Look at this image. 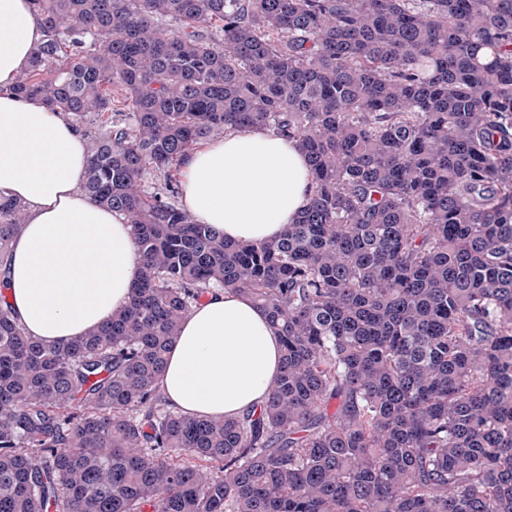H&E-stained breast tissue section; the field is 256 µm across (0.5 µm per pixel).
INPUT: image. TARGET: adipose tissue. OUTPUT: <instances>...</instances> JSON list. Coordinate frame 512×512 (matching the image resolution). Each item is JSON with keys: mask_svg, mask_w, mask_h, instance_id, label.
I'll return each mask as SVG.
<instances>
[{"mask_svg": "<svg viewBox=\"0 0 512 512\" xmlns=\"http://www.w3.org/2000/svg\"><path fill=\"white\" fill-rule=\"evenodd\" d=\"M45 37L32 0H0V194L25 222L0 260L5 295L27 335L58 344L109 323L143 267L125 216L83 190L86 140L62 113L12 87ZM182 202L232 242L279 237L309 205L311 169L295 142L259 127L226 131L186 152ZM282 361L267 313L216 288L185 317L158 384L170 407L206 418L263 404Z\"/></svg>", "mask_w": 512, "mask_h": 512, "instance_id": "obj_1", "label": "adipose tissue"}]
</instances>
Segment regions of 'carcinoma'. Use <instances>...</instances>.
<instances>
[{
    "mask_svg": "<svg viewBox=\"0 0 512 512\" xmlns=\"http://www.w3.org/2000/svg\"><path fill=\"white\" fill-rule=\"evenodd\" d=\"M14 91L83 131L143 265L46 345L0 299V512H512V0H34ZM297 142L309 207L235 243L180 201L229 127ZM24 219L0 197V258ZM212 288L279 332L266 401L158 389Z\"/></svg>",
    "mask_w": 512,
    "mask_h": 512,
    "instance_id": "1",
    "label": "carcinoma"
}]
</instances>
